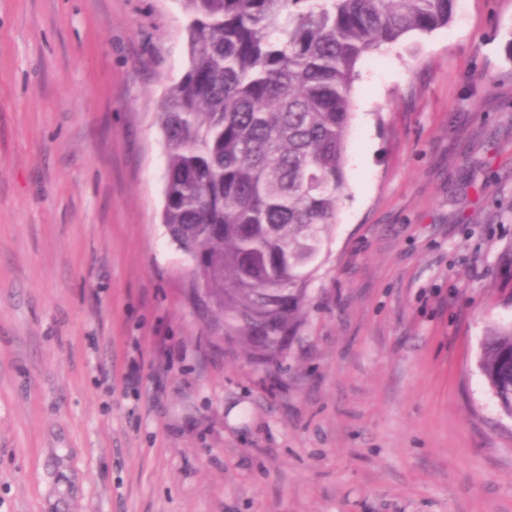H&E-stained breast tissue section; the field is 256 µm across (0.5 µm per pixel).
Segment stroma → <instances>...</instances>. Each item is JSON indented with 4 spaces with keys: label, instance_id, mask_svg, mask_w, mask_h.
Returning <instances> with one entry per match:
<instances>
[{
    "label": "stroma",
    "instance_id": "35a3bbf8",
    "mask_svg": "<svg viewBox=\"0 0 512 512\" xmlns=\"http://www.w3.org/2000/svg\"><path fill=\"white\" fill-rule=\"evenodd\" d=\"M179 0H0V512H512V0L361 61L280 368L162 223ZM477 366L503 413L512 418V321L488 327Z\"/></svg>",
    "mask_w": 512,
    "mask_h": 512
}]
</instances>
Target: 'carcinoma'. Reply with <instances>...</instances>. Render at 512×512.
I'll list each match as a JSON object with an SVG mask.
<instances>
[{
  "label": "carcinoma",
  "instance_id": "cac0c4a2",
  "mask_svg": "<svg viewBox=\"0 0 512 512\" xmlns=\"http://www.w3.org/2000/svg\"><path fill=\"white\" fill-rule=\"evenodd\" d=\"M188 65L165 91L163 224L193 261L214 325L282 363L346 189L358 63L448 25L455 0H180ZM477 366L512 418V321Z\"/></svg>",
  "mask_w": 512,
  "mask_h": 512
}]
</instances>
